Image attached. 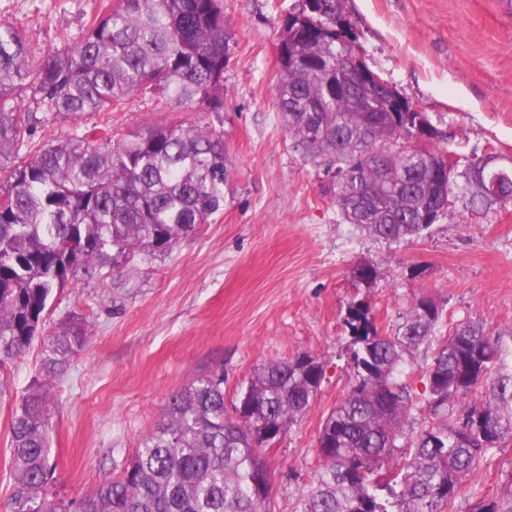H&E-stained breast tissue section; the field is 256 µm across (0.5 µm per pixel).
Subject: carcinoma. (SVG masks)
Returning a JSON list of instances; mask_svg holds the SVG:
<instances>
[{
	"mask_svg": "<svg viewBox=\"0 0 512 512\" xmlns=\"http://www.w3.org/2000/svg\"><path fill=\"white\" fill-rule=\"evenodd\" d=\"M284 17L274 100L293 147L332 171L344 221L392 242L427 235L440 220L432 211L447 163L458 175L444 193L476 208L512 202V180L488 193L476 174L482 159L417 145L427 113L408 101L398 112L389 87L353 79L362 47L345 0H294ZM234 46L222 0H111L83 40L61 50L0 22L1 368L29 348L70 279L172 248L224 206L232 176L223 135L196 123L125 137L96 124L18 163L37 112L77 122L146 94L185 112H222ZM395 136L412 147L381 153ZM442 315L422 297L387 333L367 303L347 304L354 382L319 428L320 463L302 512H455L480 463L512 444V350L474 321L438 338ZM92 322L77 316L48 337L41 378L15 402L11 512H269L258 438L270 424L289 432L310 409L324 379L310 355L257 365L245 389L254 406L243 416L224 407V369L192 375L123 474L74 501L48 491L50 382L67 373ZM423 344L434 348L417 395L400 376ZM424 412L434 421L418 430ZM399 448L410 460L395 470ZM470 512H512V472L502 500H479Z\"/></svg>",
	"mask_w": 512,
	"mask_h": 512,
	"instance_id": "carcinoma-1",
	"label": "carcinoma"
}]
</instances>
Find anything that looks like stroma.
<instances>
[{
	"instance_id": "1",
	"label": "stroma",
	"mask_w": 512,
	"mask_h": 512,
	"mask_svg": "<svg viewBox=\"0 0 512 512\" xmlns=\"http://www.w3.org/2000/svg\"><path fill=\"white\" fill-rule=\"evenodd\" d=\"M292 0H223L235 32L224 74V110L175 112L155 98H132L110 114L114 132L202 122L224 136L233 178L224 206L165 253L72 279L45 324L53 332L93 312L94 328L52 384L51 491L74 500L122 474L141 438L160 421L168 397L193 373L224 371V405L233 409L255 367L301 354L324 367L321 390L301 422L263 448L271 512H301L319 459V427L354 380L344 323L350 301L370 305L391 330L424 295L444 308L436 336L468 320L512 346V203L470 210L454 198L430 236L409 243L369 237L340 217L324 168L293 148L272 89L280 16ZM105 0H0L13 22L54 50L80 42ZM364 62L426 112L434 150L512 157V0H346ZM35 123L19 159L97 123ZM371 262L377 276L358 280ZM41 340L0 373V512H10V417L33 380ZM512 446L481 464L456 501L469 512L501 495Z\"/></svg>"
}]
</instances>
